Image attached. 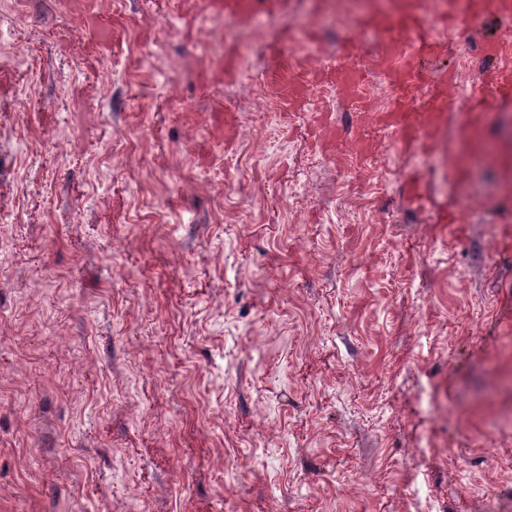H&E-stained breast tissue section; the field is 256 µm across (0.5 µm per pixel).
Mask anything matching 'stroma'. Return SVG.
Returning a JSON list of instances; mask_svg holds the SVG:
<instances>
[{
  "label": "stroma",
  "instance_id": "35a3bbf8",
  "mask_svg": "<svg viewBox=\"0 0 512 512\" xmlns=\"http://www.w3.org/2000/svg\"><path fill=\"white\" fill-rule=\"evenodd\" d=\"M51 2L0 0V512H512V103L397 149L379 61L415 40L369 0ZM437 3L459 98L512 20ZM352 62L361 107L322 76ZM206 10L212 13H233L248 18L255 10L253 0H207L203 2ZM292 46L280 54L278 65L267 74V80L277 86L284 104L288 107L298 102L308 83V73L295 57Z\"/></svg>",
  "mask_w": 512,
  "mask_h": 512
}]
</instances>
